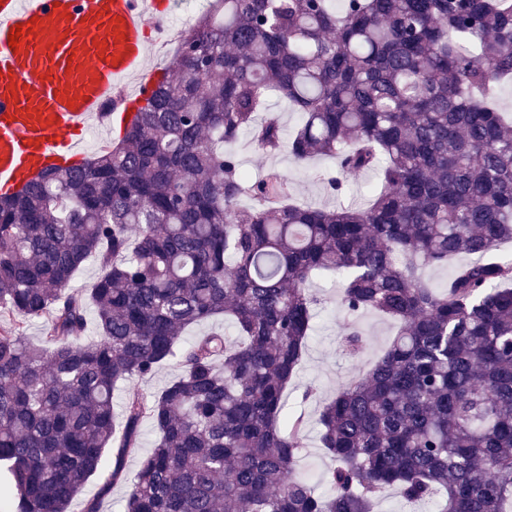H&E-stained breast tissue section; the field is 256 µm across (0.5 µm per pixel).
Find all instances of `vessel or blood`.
I'll use <instances>...</instances> for the list:
<instances>
[{
    "mask_svg": "<svg viewBox=\"0 0 512 512\" xmlns=\"http://www.w3.org/2000/svg\"><path fill=\"white\" fill-rule=\"evenodd\" d=\"M177 0H0V193L38 172L83 159L93 121L129 123L161 77L143 73L149 21ZM19 34L11 48L8 37ZM137 77L133 93L108 108Z\"/></svg>",
    "mask_w": 512,
    "mask_h": 512,
    "instance_id": "obj_1",
    "label": "vessel or blood"
}]
</instances>
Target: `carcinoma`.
<instances>
[{
    "label": "carcinoma",
    "mask_w": 512,
    "mask_h": 512,
    "mask_svg": "<svg viewBox=\"0 0 512 512\" xmlns=\"http://www.w3.org/2000/svg\"><path fill=\"white\" fill-rule=\"evenodd\" d=\"M511 83L512 0H211L117 143L0 196V509L69 512L109 456L84 508L100 512L148 419L124 512H372L389 489L508 512L512 117L496 91ZM272 95L301 113L293 159H336L331 190L379 171L367 206L295 203L274 168L248 180L226 146L281 148L278 121L257 122ZM417 257L473 261L435 287ZM90 259L102 276L76 292ZM325 275L346 312L400 330L318 411L336 462L321 495L284 395ZM46 313L34 345L24 321ZM220 316L235 340L186 336ZM170 359L180 375L116 416L115 392Z\"/></svg>",
    "instance_id": "cac0c4a2"
}]
</instances>
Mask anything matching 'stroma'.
Masks as SVG:
<instances>
[{
  "label": "stroma",
  "mask_w": 512,
  "mask_h": 512,
  "mask_svg": "<svg viewBox=\"0 0 512 512\" xmlns=\"http://www.w3.org/2000/svg\"><path fill=\"white\" fill-rule=\"evenodd\" d=\"M208 9L209 0H179L175 12L161 19L166 37L164 41L150 43L146 66L168 64L178 46L181 31ZM233 150L252 177H259L271 167L286 173L294 200L314 207L331 209L339 205L367 204L370 189L378 181L375 172L357 173L348 177L344 192L337 195L327 189L324 181L325 174L336 167L333 158L317 157L300 164L287 151L270 155L259 150L247 138L234 144ZM310 286L319 302L301 368L289 384L285 400L288 412H302L313 419L317 416L319 403L327 401L342 385L366 372L384 353L396 332V325L372 312L348 315L338 305L340 285L334 278L317 277ZM345 327L356 328L363 333L366 344L359 352L342 350L340 332ZM309 386L317 388L318 393L315 399L306 401L302 393Z\"/></svg>",
  "instance_id": "obj_1"
}]
</instances>
